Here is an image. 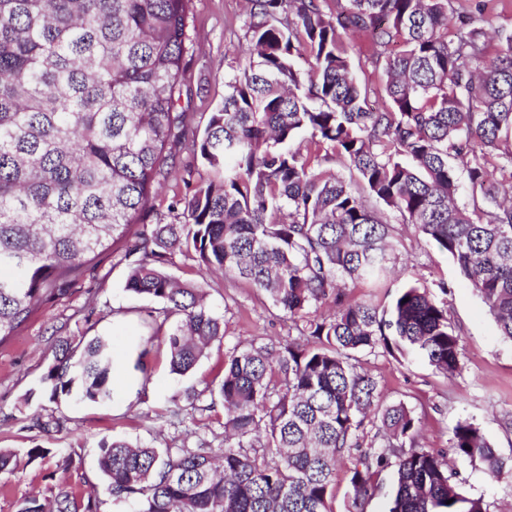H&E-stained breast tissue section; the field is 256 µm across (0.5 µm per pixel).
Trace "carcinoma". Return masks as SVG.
Instances as JSON below:
<instances>
[{"label":"carcinoma","instance_id":"cac0c4a2","mask_svg":"<svg viewBox=\"0 0 512 512\" xmlns=\"http://www.w3.org/2000/svg\"><path fill=\"white\" fill-rule=\"evenodd\" d=\"M191 4L0 0V343L141 224L125 288L162 303L147 343L165 345L172 372L189 373L224 339L203 289L167 270L177 252L264 292L298 336L227 349L205 406L224 408V447L101 443L115 502L128 512H332L349 457L347 512H363L391 467L386 512H486L461 493L443 451L417 445L414 410L382 404L360 363L379 350L415 355L457 377L461 333L447 304L411 283L387 306L353 301L347 288H383L395 265V227L374 200L448 254L512 341V30L493 44L478 13L448 35L453 0H249L247 62L192 142L212 177L184 181L189 195L172 206L184 204L185 223L147 224L155 184L175 168ZM351 36L368 38L380 87L357 77ZM373 94L383 110L369 107ZM319 159L339 170L315 168ZM327 302L332 313L311 312ZM41 385L52 401L109 404L110 340L58 337ZM450 451L494 477L506 465L467 418ZM97 510V491L62 487L19 512ZM350 466V459L346 457L337 468L334 496L330 504L333 512H345L348 501L352 496V489L348 484V474L346 472Z\"/></svg>","mask_w":512,"mask_h":512}]
</instances>
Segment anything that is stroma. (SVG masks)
I'll return each mask as SVG.
<instances>
[{
	"mask_svg": "<svg viewBox=\"0 0 512 512\" xmlns=\"http://www.w3.org/2000/svg\"><path fill=\"white\" fill-rule=\"evenodd\" d=\"M248 7V0H192L194 49L183 74L187 127L176 161L191 165L195 184L208 171L193 161L189 148L223 101L226 76L245 61L242 25ZM455 8L463 18L484 13L488 30L512 29V0H456ZM386 218L397 226L399 260L395 282L375 295L387 304L405 282L432 291L439 282L448 283L445 300L461 333L463 370L450 380L418 357L382 353L362 356L364 367L377 379L383 403L401 401L415 411L420 446L448 449L456 421L469 418L511 461L512 341L500 336L495 318L446 253L426 243L414 226L399 223L394 213ZM121 256L118 250L100 255L67 293L45 300L15 336L0 344V448L15 454L12 471L0 474V512H19L31 495L51 500L62 486L82 494L102 487L97 459L103 440L122 438L158 448L223 447V407L191 409L186 390L217 386L226 347L288 334L287 320L257 288L211 277L203 291L206 303L224 317L223 342L211 343L184 376L171 372L164 347L154 348L148 358V396L138 399L141 383L134 363L160 304L126 290L128 266ZM89 329L110 338L114 368L122 375L111 403L103 407L69 398L53 403L41 397V378L52 361L56 336L78 337ZM54 418L62 419V427L43 431L42 423ZM38 445L46 455L29 457V449ZM456 468L466 496L482 499L487 512H512V473L495 478L483 463L464 459L457 460Z\"/></svg>",
	"mask_w": 512,
	"mask_h": 512,
	"instance_id": "1",
	"label": "stroma"
}]
</instances>
